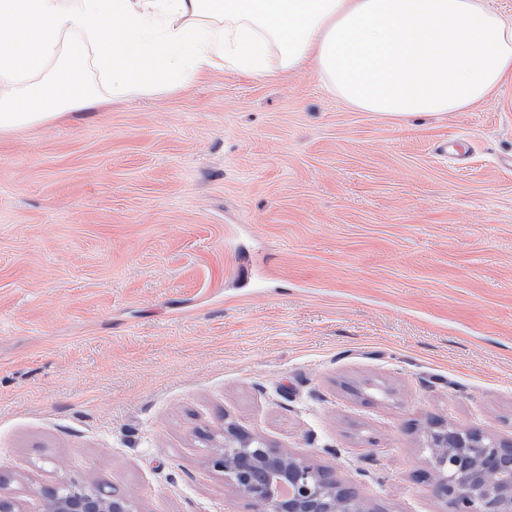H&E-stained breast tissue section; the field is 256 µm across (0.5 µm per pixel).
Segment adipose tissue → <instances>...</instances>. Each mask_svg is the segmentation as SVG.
Wrapping results in <instances>:
<instances>
[{
    "instance_id": "obj_1",
    "label": "adipose tissue",
    "mask_w": 512,
    "mask_h": 512,
    "mask_svg": "<svg viewBox=\"0 0 512 512\" xmlns=\"http://www.w3.org/2000/svg\"><path fill=\"white\" fill-rule=\"evenodd\" d=\"M187 86L314 62L350 107L395 118L463 112L512 87V17L487 0H0V132Z\"/></svg>"
}]
</instances>
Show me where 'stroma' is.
<instances>
[{"instance_id":"35a3bbf8","label":"stroma","mask_w":512,"mask_h":512,"mask_svg":"<svg viewBox=\"0 0 512 512\" xmlns=\"http://www.w3.org/2000/svg\"><path fill=\"white\" fill-rule=\"evenodd\" d=\"M456 150H449V143ZM512 443V89L395 121L312 67L0 134V497L254 512L224 426L445 512L431 423ZM45 512H133L132 502L123 496H108L99 487L76 479L60 481L43 489Z\"/></svg>"}]
</instances>
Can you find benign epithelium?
Returning <instances> with one entry per match:
<instances>
[{"mask_svg":"<svg viewBox=\"0 0 512 512\" xmlns=\"http://www.w3.org/2000/svg\"><path fill=\"white\" fill-rule=\"evenodd\" d=\"M427 443L433 494L449 512H512V471L498 474L486 465L488 460L511 459V447L474 429L456 427L450 437L442 426L431 428ZM231 445L238 447L239 457L252 471L267 480L243 486L246 469L222 451L213 457V466L254 504L256 512H369L325 471L271 447L262 437L242 438L228 427L224 447ZM42 498L45 512H134L128 498L108 496L76 479L44 488Z\"/></svg>","mask_w":512,"mask_h":512,"instance_id":"obj_1","label":"benign epithelium"}]
</instances>
